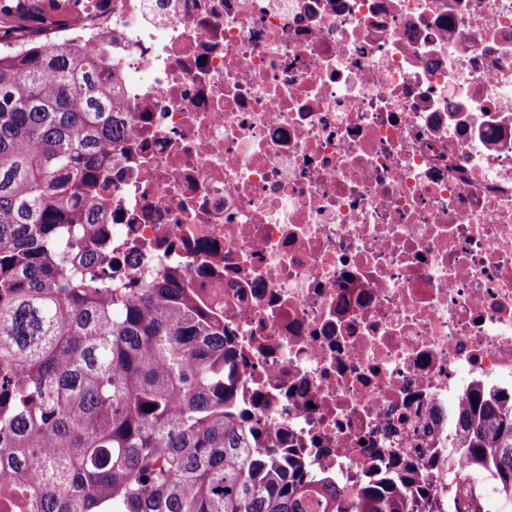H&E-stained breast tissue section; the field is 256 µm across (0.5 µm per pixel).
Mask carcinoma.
<instances>
[{
    "label": "carcinoma",
    "instance_id": "1",
    "mask_svg": "<svg viewBox=\"0 0 512 512\" xmlns=\"http://www.w3.org/2000/svg\"><path fill=\"white\" fill-rule=\"evenodd\" d=\"M118 84L104 54L0 46V509L484 512L457 448L512 501L511 392L460 402L448 458L396 449L340 486L246 414L223 317L175 275L113 277L92 200Z\"/></svg>",
    "mask_w": 512,
    "mask_h": 512
}]
</instances>
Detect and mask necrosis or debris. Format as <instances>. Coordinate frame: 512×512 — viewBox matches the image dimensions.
I'll return each instance as SVG.
<instances>
[{
	"mask_svg": "<svg viewBox=\"0 0 512 512\" xmlns=\"http://www.w3.org/2000/svg\"><path fill=\"white\" fill-rule=\"evenodd\" d=\"M129 132L114 265L223 315L264 429L342 480L512 384V0H86Z\"/></svg>",
	"mask_w": 512,
	"mask_h": 512,
	"instance_id": "necrosis-or-debris-1",
	"label": "necrosis or debris"
}]
</instances>
